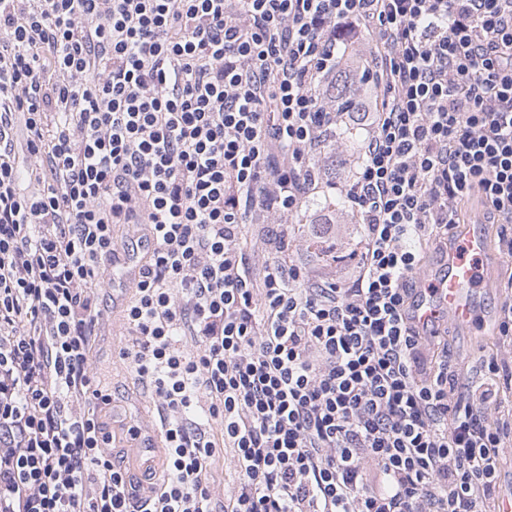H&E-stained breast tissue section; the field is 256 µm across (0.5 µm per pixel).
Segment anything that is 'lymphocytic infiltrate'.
I'll return each mask as SVG.
<instances>
[{"instance_id": "1", "label": "lymphocytic infiltrate", "mask_w": 512, "mask_h": 512, "mask_svg": "<svg viewBox=\"0 0 512 512\" xmlns=\"http://www.w3.org/2000/svg\"><path fill=\"white\" fill-rule=\"evenodd\" d=\"M365 42L376 96L327 111ZM352 122L360 258L325 282L283 219ZM472 200L512 260V0H0V512H485L502 366L459 375L410 314ZM117 224L150 244L120 351L165 441L146 493L99 416Z\"/></svg>"}]
</instances>
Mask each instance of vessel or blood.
I'll use <instances>...</instances> for the list:
<instances>
[{
  "instance_id": "b4317fda",
  "label": "vessel or blood",
  "mask_w": 512,
  "mask_h": 512,
  "mask_svg": "<svg viewBox=\"0 0 512 512\" xmlns=\"http://www.w3.org/2000/svg\"><path fill=\"white\" fill-rule=\"evenodd\" d=\"M489 241L480 225H473L449 249L440 274L425 277L412 300L414 322L428 330H438L445 320L462 326L480 323V291L491 276L483 261Z\"/></svg>"
}]
</instances>
